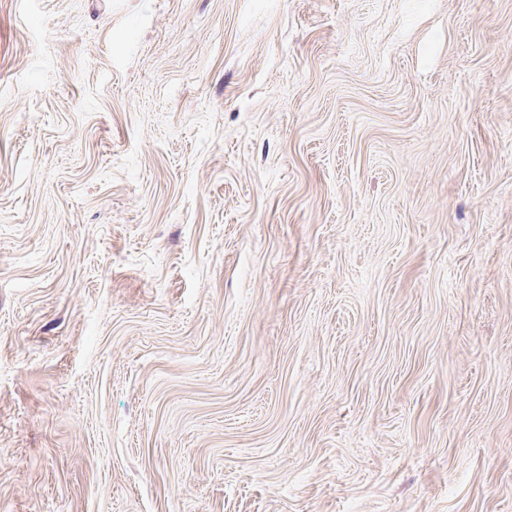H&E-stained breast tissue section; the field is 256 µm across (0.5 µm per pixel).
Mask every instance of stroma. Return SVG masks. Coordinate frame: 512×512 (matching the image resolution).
Returning a JSON list of instances; mask_svg holds the SVG:
<instances>
[{
	"mask_svg": "<svg viewBox=\"0 0 512 512\" xmlns=\"http://www.w3.org/2000/svg\"><path fill=\"white\" fill-rule=\"evenodd\" d=\"M0 512H512V0H0Z\"/></svg>",
	"mask_w": 512,
	"mask_h": 512,
	"instance_id": "1",
	"label": "stroma"
}]
</instances>
